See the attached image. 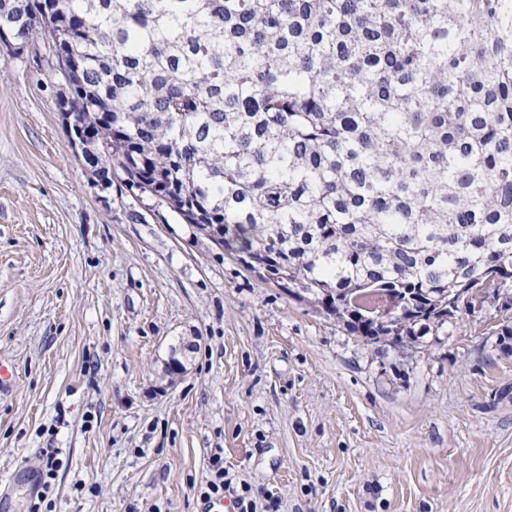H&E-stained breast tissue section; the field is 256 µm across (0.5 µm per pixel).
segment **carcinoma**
<instances>
[{
	"label": "carcinoma",
	"mask_w": 512,
	"mask_h": 512,
	"mask_svg": "<svg viewBox=\"0 0 512 512\" xmlns=\"http://www.w3.org/2000/svg\"><path fill=\"white\" fill-rule=\"evenodd\" d=\"M0 25L75 62L93 176L219 226L349 332L512 308V0H0Z\"/></svg>",
	"instance_id": "1"
}]
</instances>
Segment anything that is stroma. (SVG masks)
<instances>
[{"instance_id":"obj_1","label":"stroma","mask_w":512,"mask_h":512,"mask_svg":"<svg viewBox=\"0 0 512 512\" xmlns=\"http://www.w3.org/2000/svg\"><path fill=\"white\" fill-rule=\"evenodd\" d=\"M47 46L0 50V494L8 512H512V309L367 344L71 148ZM179 347L188 365L169 377ZM57 466L44 501L13 471ZM221 460V456L212 459L210 477L205 481L204 487L201 488L203 490L201 495L207 499L223 495L224 489L231 484V481L227 479L228 474L224 472Z\"/></svg>"}]
</instances>
